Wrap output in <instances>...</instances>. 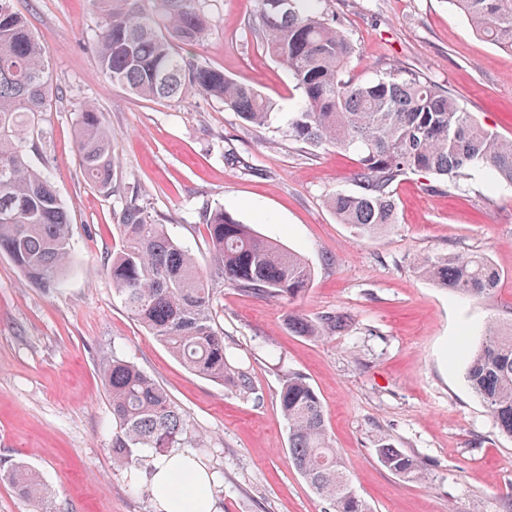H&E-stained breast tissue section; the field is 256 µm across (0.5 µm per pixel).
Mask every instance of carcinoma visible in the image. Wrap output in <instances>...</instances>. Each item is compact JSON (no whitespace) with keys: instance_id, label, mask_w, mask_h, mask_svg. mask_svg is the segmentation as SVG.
<instances>
[{"instance_id":"carcinoma-1","label":"carcinoma","mask_w":512,"mask_h":512,"mask_svg":"<svg viewBox=\"0 0 512 512\" xmlns=\"http://www.w3.org/2000/svg\"><path fill=\"white\" fill-rule=\"evenodd\" d=\"M101 16L96 34L100 71L141 99L216 98L244 121L261 127L274 104L224 71L196 60L192 47L206 41L212 20L208 0H91ZM320 0H257L255 23L263 46L288 71L300 92L288 130L297 142L331 146L356 156L353 179L361 192H338L327 204L339 222L362 235L397 223L389 187L407 174L437 177L429 190L474 168L490 185L512 186V139L480 125L450 92L406 68H389L360 82L342 79L355 53L349 35L318 7ZM476 32L512 56V0H449ZM50 72L46 47L32 33L14 0H0V254L28 282L50 287L72 262V226L60 195L35 166L28 149L44 111ZM76 149L85 178L100 190L112 188V132L92 103L77 121ZM203 219L212 268L173 239L144 207L126 204L117 225L120 245L106 266L124 307L150 335L188 369L235 390L252 391L247 371L231 368L224 327L215 307L222 285L275 300H294L309 288L313 270L297 253L256 234L219 205ZM418 272L450 292L482 298L499 286L497 268L480 253L423 256ZM341 326L337 316L315 323L299 314L288 327L319 338ZM101 374L116 427L112 456L135 471L140 452L161 455L182 441L188 420L166 390L135 365L120 359L102 364ZM470 389L512 437V323L487 326L468 354ZM288 422V454L313 491L333 512H371L352 487L331 445L323 404L302 374L290 372L279 394ZM386 468L405 478L420 477L410 455L387 443L377 449ZM17 494L56 512L46 486L32 470L14 465L5 475Z\"/></svg>"}]
</instances>
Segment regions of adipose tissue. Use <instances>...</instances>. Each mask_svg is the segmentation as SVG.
<instances>
[{
  "label": "adipose tissue",
  "mask_w": 512,
  "mask_h": 512,
  "mask_svg": "<svg viewBox=\"0 0 512 512\" xmlns=\"http://www.w3.org/2000/svg\"><path fill=\"white\" fill-rule=\"evenodd\" d=\"M159 512H213L217 477L189 451L156 457L149 475Z\"/></svg>",
  "instance_id": "adipose-tissue-1"
}]
</instances>
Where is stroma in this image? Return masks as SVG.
<instances>
[{"instance_id": "35a3bbf8", "label": "stroma", "mask_w": 512, "mask_h": 512, "mask_svg": "<svg viewBox=\"0 0 512 512\" xmlns=\"http://www.w3.org/2000/svg\"><path fill=\"white\" fill-rule=\"evenodd\" d=\"M47 48L53 87L33 152L65 201L75 261L54 288L28 283L0 255V473L18 462L42 478L60 512H156L146 477L131 481L110 451L112 413L103 362L130 361L185 413L181 449L222 483L216 512H330L288 457L279 408L285 375L306 376L331 441L371 512H504L512 498V438L468 387L461 337L512 320V187L488 191L486 172L425 188L407 175L391 187L398 222L361 236L327 205L359 192L351 153L292 139L300 94L251 28L256 0H211L212 33L195 53L275 105L268 125L245 123L223 102L196 96L143 100L97 63L98 16L88 0H16ZM357 54L344 79L406 67L453 93L485 128L512 138V57L481 38L448 0H326ZM94 103L112 132V189L86 182L77 115ZM195 255L211 256L202 214L224 206L264 239L304 255L314 270L294 301L218 288L226 347L248 368L240 394L185 368L127 312L104 265L130 199ZM479 252L500 271L491 294L469 300L419 276L415 261ZM300 313L347 316L330 336L288 327ZM414 456L424 478L387 470L381 443Z\"/></svg>"}]
</instances>
